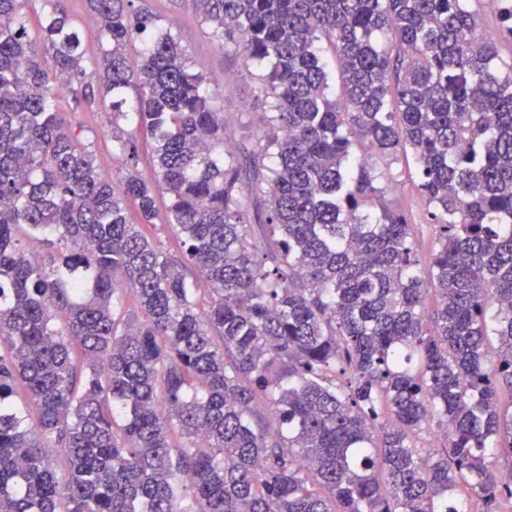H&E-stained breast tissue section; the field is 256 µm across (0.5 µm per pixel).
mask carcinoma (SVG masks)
Returning <instances> with one entry per match:
<instances>
[{"label": "carcinoma", "instance_id": "obj_1", "mask_svg": "<svg viewBox=\"0 0 512 512\" xmlns=\"http://www.w3.org/2000/svg\"><path fill=\"white\" fill-rule=\"evenodd\" d=\"M28 2L0 0V512H512V0L494 35L466 0H181L261 68L273 112L243 157L148 8L86 0L91 79L65 0L35 37ZM57 80L110 113L119 181ZM409 149L427 282L369 161ZM246 164L267 168L248 187ZM159 191L178 259L127 220L155 223ZM249 222L248 224L253 225V233L257 240L263 241L265 236L269 234V229L267 225H258L261 220L262 213L266 207V204L263 199V195L260 193L249 195Z\"/></svg>", "mask_w": 512, "mask_h": 512}]
</instances>
